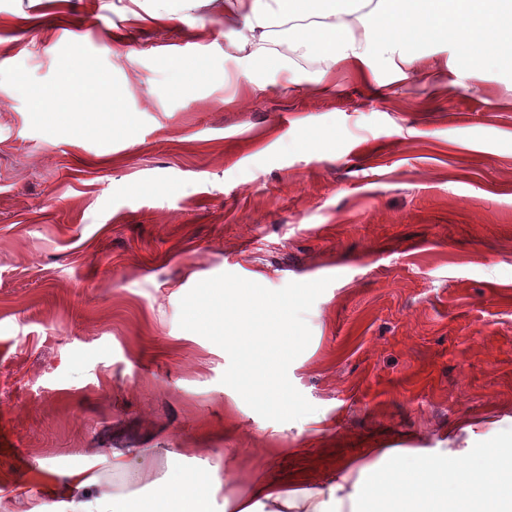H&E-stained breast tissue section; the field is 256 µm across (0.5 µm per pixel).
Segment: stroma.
<instances>
[{
    "label": "stroma",
    "mask_w": 512,
    "mask_h": 512,
    "mask_svg": "<svg viewBox=\"0 0 512 512\" xmlns=\"http://www.w3.org/2000/svg\"><path fill=\"white\" fill-rule=\"evenodd\" d=\"M128 3L0 0V441L26 458L0 457V512H54L33 472L95 448L154 449L140 481L98 469L134 502L168 450L218 465L200 512H226L258 479L309 488L380 448L454 465L512 432V68L321 83L311 58L252 83L222 8L158 28ZM70 86L134 136L48 122L43 96ZM222 273L330 278L288 370L315 413L262 418L222 383L227 353L180 328Z\"/></svg>",
    "instance_id": "1"
}]
</instances>
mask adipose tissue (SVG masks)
I'll use <instances>...</instances> for the list:
<instances>
[{
  "label": "adipose tissue",
  "mask_w": 512,
  "mask_h": 512,
  "mask_svg": "<svg viewBox=\"0 0 512 512\" xmlns=\"http://www.w3.org/2000/svg\"><path fill=\"white\" fill-rule=\"evenodd\" d=\"M213 0H134L135 20L174 21L194 27L201 8ZM449 0H224V21L231 33L224 53L258 68L268 60L284 61L286 55L317 57L328 68H346L362 80L381 82L382 62H389L399 78H407L421 64L420 50L432 42L465 43L463 53L441 64L423 66L430 83L454 76L468 78L486 62L512 60V0H456L457 18H448ZM290 25L293 36L287 52L276 48L275 29ZM381 456H406L422 462L392 486L384 499H376L362 480L363 467L347 466L339 481L299 491L288 484L259 480L240 497L234 512H264L267 504L279 512H325L328 504L343 502L376 505L379 512H512V458L485 453L467 464L449 468L446 458L430 456L427 449L384 448ZM150 449L133 454L112 452L87 456L83 466L58 471L41 467L35 484H49L58 499L57 512H133L125 499L101 482L97 468L107 462L112 472L128 480L139 479ZM182 455L169 454L165 478L152 499L134 512H157L160 502L172 512H197L203 474L180 465Z\"/></svg>",
  "instance_id": "ef3b65f1"
}]
</instances>
